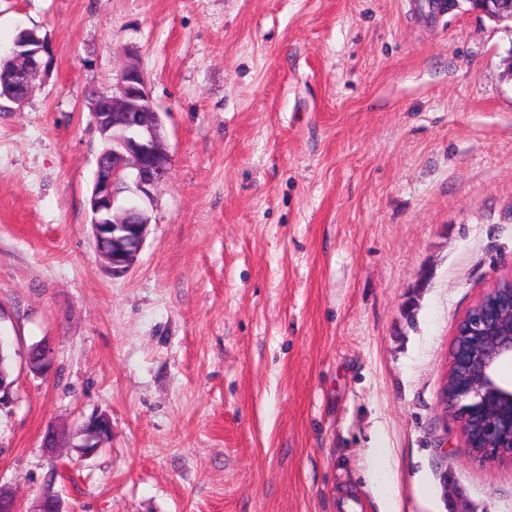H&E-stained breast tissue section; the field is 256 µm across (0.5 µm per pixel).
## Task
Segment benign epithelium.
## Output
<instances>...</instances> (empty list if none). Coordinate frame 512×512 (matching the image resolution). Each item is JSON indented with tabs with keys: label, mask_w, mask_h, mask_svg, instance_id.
<instances>
[{
	"label": "benign epithelium",
	"mask_w": 512,
	"mask_h": 512,
	"mask_svg": "<svg viewBox=\"0 0 512 512\" xmlns=\"http://www.w3.org/2000/svg\"><path fill=\"white\" fill-rule=\"evenodd\" d=\"M488 19L512 23V0H469ZM9 54L37 78L48 69L44 45L17 34ZM92 113L98 130L112 132V159H96L91 227L98 256L114 276L136 263L148 223L153 191L170 173L163 121L138 64L127 62L112 83L97 91ZM512 275L497 281L456 325L438 403L460 425L462 447L475 461L512 465V384L502 381L500 366L512 360ZM54 352L43 344L27 352L28 369L38 375L52 365ZM84 432L80 456L89 458L108 441V418L96 415Z\"/></svg>",
	"instance_id": "obj_1"
}]
</instances>
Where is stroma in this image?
Here are the masks:
<instances>
[{
    "label": "stroma",
    "instance_id": "stroma-1",
    "mask_svg": "<svg viewBox=\"0 0 512 512\" xmlns=\"http://www.w3.org/2000/svg\"><path fill=\"white\" fill-rule=\"evenodd\" d=\"M0 0L53 53L0 111V484L70 512H512L437 395L512 274V23L470 0ZM134 51L171 157L138 260L100 262L89 97ZM55 349L30 374L36 343ZM112 433L49 458L50 426ZM95 419L93 427L89 428L90 419ZM86 423L85 427H82L81 432H84L83 449L80 450V456L83 458H89L96 454L103 444L108 441L111 433V425L108 418L101 415L91 417ZM86 428H89L86 430Z\"/></svg>",
    "mask_w": 512,
    "mask_h": 512
}]
</instances>
